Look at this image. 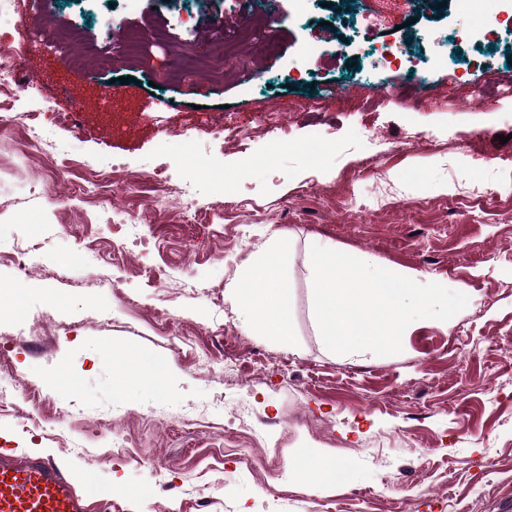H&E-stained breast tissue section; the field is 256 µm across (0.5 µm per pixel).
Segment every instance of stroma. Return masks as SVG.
<instances>
[{"label": "stroma", "instance_id": "35a3bbf8", "mask_svg": "<svg viewBox=\"0 0 512 512\" xmlns=\"http://www.w3.org/2000/svg\"><path fill=\"white\" fill-rule=\"evenodd\" d=\"M343 2L278 0L276 47L264 52L242 37L265 24L249 0H136L126 10L88 0L82 13L65 0L43 11L11 0L41 31L33 41L24 24L13 30L15 75L36 73L42 86L0 110L9 129L0 136V251L33 244L43 272L0 263L1 286L32 291L26 320L14 299L0 301L11 360L0 384L36 388L26 418L0 416V448L54 455L78 484L96 473L112 512H512V98L496 93L512 82V33L463 42L433 71L434 109L420 104L406 68L430 57L426 33L450 37L475 18L455 0L416 12L404 0H357L359 13L390 18L359 29ZM118 19L150 37V65L120 48L103 55ZM310 44L318 53L307 59ZM388 45L405 49L401 66L381 58ZM67 53L79 65H66ZM120 76L124 99L104 103L102 88ZM476 86L483 97H473ZM76 100L82 113L58 136L86 165L36 186L52 160L15 130L16 115L51 119ZM271 106L285 130L266 125ZM209 117L243 140L212 142ZM318 128L329 149L315 166L307 147ZM174 130L210 152L223 181L195 167ZM100 159L123 170L112 206L143 224L151 246L113 254L107 215L72 198L75 177ZM149 167L166 184L195 182L197 209L212 224L155 209L166 184L145 180ZM275 233L292 242L290 346L249 334L229 300L210 299ZM313 239L430 274L468 304L449 322L410 324L401 353L331 356L311 317ZM154 268L166 270V287L149 285ZM107 275L117 290L96 287ZM203 356L213 370L201 368ZM147 357L168 364L164 394L139 368ZM228 406L269 417L270 435L252 442L225 429ZM186 413L199 423L184 424ZM116 431L140 447L113 452ZM249 446L248 467L237 451ZM313 450L347 462V481L319 472L312 488L297 487L288 470Z\"/></svg>", "mask_w": 512, "mask_h": 512}]
</instances>
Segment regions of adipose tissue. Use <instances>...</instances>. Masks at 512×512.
<instances>
[{
    "label": "adipose tissue",
    "instance_id": "1",
    "mask_svg": "<svg viewBox=\"0 0 512 512\" xmlns=\"http://www.w3.org/2000/svg\"><path fill=\"white\" fill-rule=\"evenodd\" d=\"M288 250L277 235L242 261L230 285V295L246 316L253 335L269 336L283 344L292 343L293 297L285 277L282 258Z\"/></svg>",
    "mask_w": 512,
    "mask_h": 512
}]
</instances>
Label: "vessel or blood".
<instances>
[{"label":"vessel or blood","mask_w":512,"mask_h":512,"mask_svg":"<svg viewBox=\"0 0 512 512\" xmlns=\"http://www.w3.org/2000/svg\"><path fill=\"white\" fill-rule=\"evenodd\" d=\"M94 488L78 490L52 456L0 448V512H110Z\"/></svg>","instance_id":"obj_1"}]
</instances>
